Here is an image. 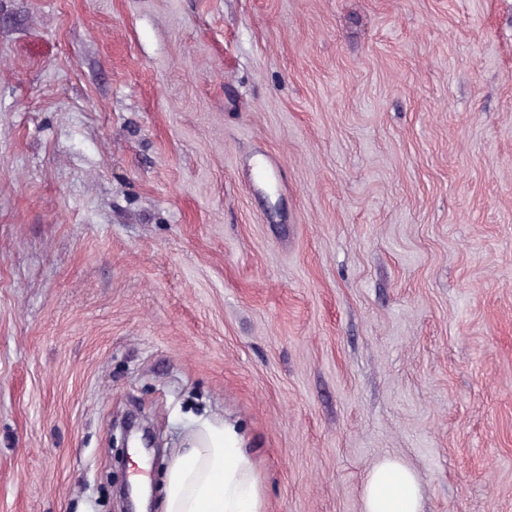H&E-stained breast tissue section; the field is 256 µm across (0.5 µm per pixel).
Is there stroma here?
<instances>
[{
    "label": "stroma",
    "instance_id": "stroma-1",
    "mask_svg": "<svg viewBox=\"0 0 512 512\" xmlns=\"http://www.w3.org/2000/svg\"><path fill=\"white\" fill-rule=\"evenodd\" d=\"M206 412L265 512H512V0H0V512ZM420 478L396 458L375 462L362 491L363 512H422Z\"/></svg>",
    "mask_w": 512,
    "mask_h": 512
}]
</instances>
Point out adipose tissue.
<instances>
[{
  "label": "adipose tissue",
  "mask_w": 512,
  "mask_h": 512,
  "mask_svg": "<svg viewBox=\"0 0 512 512\" xmlns=\"http://www.w3.org/2000/svg\"><path fill=\"white\" fill-rule=\"evenodd\" d=\"M419 477L401 461L375 462L362 491L363 512H422ZM164 512H264L256 459L236 425L196 419L164 477Z\"/></svg>",
  "instance_id": "ef3b65f1"
}]
</instances>
